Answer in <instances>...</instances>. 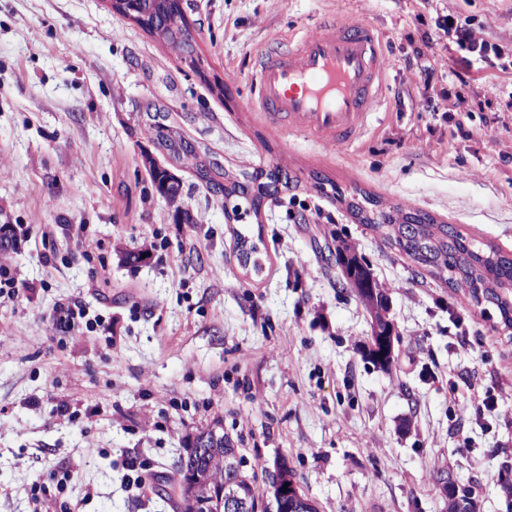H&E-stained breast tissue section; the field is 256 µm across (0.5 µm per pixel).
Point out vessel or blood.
Listing matches in <instances>:
<instances>
[{
  "label": "vessel or blood",
  "instance_id": "obj_1",
  "mask_svg": "<svg viewBox=\"0 0 512 512\" xmlns=\"http://www.w3.org/2000/svg\"><path fill=\"white\" fill-rule=\"evenodd\" d=\"M388 67L382 39L362 17H323L287 50L256 60L254 106L272 121L327 144L357 141L381 101Z\"/></svg>",
  "mask_w": 512,
  "mask_h": 512
}]
</instances>
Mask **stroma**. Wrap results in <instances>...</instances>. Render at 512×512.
Here are the masks:
<instances>
[{"label": "stroma", "instance_id": "stroma-1", "mask_svg": "<svg viewBox=\"0 0 512 512\" xmlns=\"http://www.w3.org/2000/svg\"><path fill=\"white\" fill-rule=\"evenodd\" d=\"M185 13L197 71L107 0H0V225L17 239L20 288L0 298V512H31L33 482L54 489L64 470L80 512H178L166 477L217 421L246 471L286 459L319 512H447L440 468L474 486L476 512H512V332L312 180L511 252L512 0H188ZM326 14L366 16L389 59L349 147L253 106L256 55ZM445 16L499 55L462 49L438 29ZM155 108L224 166L277 162L297 187L231 223L176 165L185 223L143 164L139 123ZM338 227L389 289V369L368 359L370 317L329 258ZM239 231L259 243L260 274L236 260ZM74 304L110 317L111 333L56 329L55 310ZM472 386L494 394L487 426L465 407Z\"/></svg>", "mask_w": 512, "mask_h": 512}]
</instances>
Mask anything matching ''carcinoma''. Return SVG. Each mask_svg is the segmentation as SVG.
I'll use <instances>...</instances> for the list:
<instances>
[{
    "label": "carcinoma",
    "mask_w": 512,
    "mask_h": 512,
    "mask_svg": "<svg viewBox=\"0 0 512 512\" xmlns=\"http://www.w3.org/2000/svg\"><path fill=\"white\" fill-rule=\"evenodd\" d=\"M126 9L137 17V25L159 38L186 62L196 65L190 56L189 45L193 40L185 15L178 0H159L149 4L145 0L129 2ZM147 136L166 151L176 163L191 165L208 191L224 200L230 208L233 220L244 215H259L264 200L279 187L289 188L288 169L279 164L251 171L234 173L227 170L218 158L210 153H199L193 143L180 130L162 117L145 127ZM151 184L155 191L171 203L182 198L180 180L166 166L150 157H144ZM319 188L331 189L336 198L347 204L352 215L364 226L378 232L383 240L394 247L421 271L462 293L466 303L486 310L492 306L499 314L501 324L512 329V255L500 249L482 244L464 236L453 224H437L427 213L420 210L405 211L400 207L387 210L379 207V201L365 192L345 195L336 184L319 173L313 175ZM238 259L243 266L262 270L255 243L241 232L236 233ZM336 267L346 283L357 291L371 319L368 356L381 368L389 366L394 349V326L390 319L388 293L375 279L366 259L343 232L333 234ZM212 435L207 428L187 443L194 453L186 455L187 470L199 476L203 483L215 486L224 480V451L236 447V443L224 436L221 440L207 441V447H198L204 435ZM238 490L242 497L251 499L261 495L254 474L241 471ZM448 512H475V491L469 486L448 482Z\"/></svg>",
    "instance_id": "1"
}]
</instances>
